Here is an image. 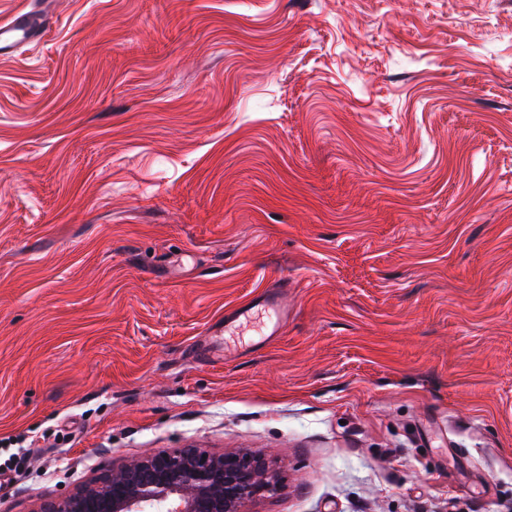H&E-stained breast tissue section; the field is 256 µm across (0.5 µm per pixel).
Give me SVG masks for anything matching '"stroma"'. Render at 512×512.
<instances>
[{
	"label": "stroma",
	"mask_w": 512,
	"mask_h": 512,
	"mask_svg": "<svg viewBox=\"0 0 512 512\" xmlns=\"http://www.w3.org/2000/svg\"><path fill=\"white\" fill-rule=\"evenodd\" d=\"M187 446L512 512V0H61L0 61V512ZM287 302H288V283L278 287L266 288L260 294L224 313V331L216 334L211 327L210 334L213 336H234L239 330L242 319L247 320L253 314L259 312H267L275 317L272 324V329L267 335L268 338L277 336L281 328L287 320Z\"/></svg>",
	"instance_id": "stroma-1"
}]
</instances>
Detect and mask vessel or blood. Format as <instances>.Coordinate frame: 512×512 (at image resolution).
I'll return each mask as SVG.
<instances>
[{"mask_svg":"<svg viewBox=\"0 0 512 512\" xmlns=\"http://www.w3.org/2000/svg\"><path fill=\"white\" fill-rule=\"evenodd\" d=\"M54 19V0H25L21 8L0 18V57H11L19 45L40 40L49 33ZM287 302V286L264 289L246 303L225 312V335H234L244 319L262 311L273 315L271 332L279 334L287 320Z\"/></svg>","mask_w":512,"mask_h":512,"instance_id":"vessel-or-blood-1","label":"vessel or blood"}]
</instances>
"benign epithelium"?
<instances>
[{
	"label": "benign epithelium",
	"mask_w": 512,
	"mask_h": 512,
	"mask_svg": "<svg viewBox=\"0 0 512 512\" xmlns=\"http://www.w3.org/2000/svg\"><path fill=\"white\" fill-rule=\"evenodd\" d=\"M279 481L260 457L184 448L131 459L36 512H243Z\"/></svg>",
	"instance_id": "1"
}]
</instances>
